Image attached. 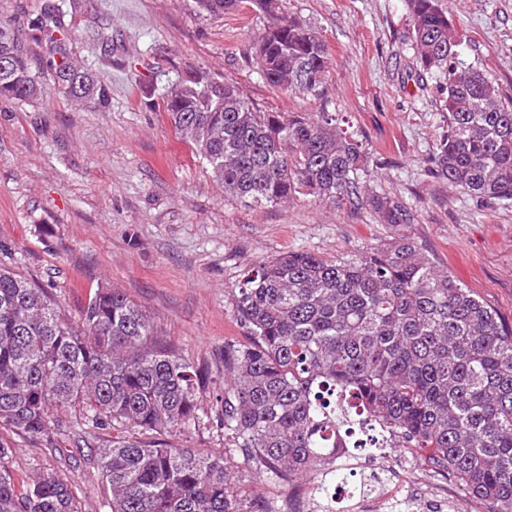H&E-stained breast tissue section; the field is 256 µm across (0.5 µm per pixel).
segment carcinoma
<instances>
[{"label": "carcinoma", "mask_w": 512, "mask_h": 512, "mask_svg": "<svg viewBox=\"0 0 512 512\" xmlns=\"http://www.w3.org/2000/svg\"><path fill=\"white\" fill-rule=\"evenodd\" d=\"M219 14L240 0H195ZM273 23L256 43L269 86L314 95L327 73L318 33L282 15L280 0H253ZM416 67L448 74L447 129L431 174L480 203L512 200V97L458 59L461 34L439 0H406ZM63 3L44 7L52 60L32 69L22 38L0 20V98L43 96L52 82L70 99L103 107L107 89L53 36ZM177 133L195 146L224 195L281 204L299 195L344 198L380 224H412L397 198L368 189L369 153L334 112H264L243 96L214 94L193 71L167 95ZM236 311L249 343L224 351L216 417L238 448L276 479L336 472L350 448H405L453 476L471 497L512 512V329L457 284L417 241L395 235L350 259L287 251L244 276ZM203 371L157 337L121 291L100 288L78 323L51 292L0 266V429L57 449L61 413L80 408L96 429L185 432L199 420ZM14 448L0 439V512H81L73 486L36 464L22 486ZM109 512H240L225 457L114 437L93 456Z\"/></svg>", "instance_id": "1"}]
</instances>
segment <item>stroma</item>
<instances>
[{"label":"stroma","instance_id":"obj_1","mask_svg":"<svg viewBox=\"0 0 512 512\" xmlns=\"http://www.w3.org/2000/svg\"><path fill=\"white\" fill-rule=\"evenodd\" d=\"M48 0H0V19L45 61L36 21ZM464 34L460 60L512 96V0H440ZM284 15L317 31L328 57L319 96L264 84L254 44L266 20L250 0L219 15L194 0H64L60 32L77 66L108 90L109 103L76 102L57 91L21 102L0 99V263L54 295L78 320L98 287L116 288L148 315L161 338L208 377L200 421L165 443L205 453L227 440L215 396L224 389V350L249 342L236 311L244 274L292 250L349 258L402 233L425 246L449 276L512 328V204H480L429 171L447 127L436 72L417 75L405 0H282ZM233 85L263 111L335 113L349 122L374 167L377 192L401 198L414 223L395 229L347 201L300 196L281 205L225 197L208 165L162 108L188 72ZM64 418L62 451L6 430L12 467L25 478L46 461L79 490L82 512H108V492L85 457L115 437ZM242 512L263 504L314 508L311 481L266 477L241 454L228 458ZM351 488L376 483L387 502L372 512H490L456 480L414 455L383 462L364 453L339 459Z\"/></svg>","mask_w":512,"mask_h":512}]
</instances>
